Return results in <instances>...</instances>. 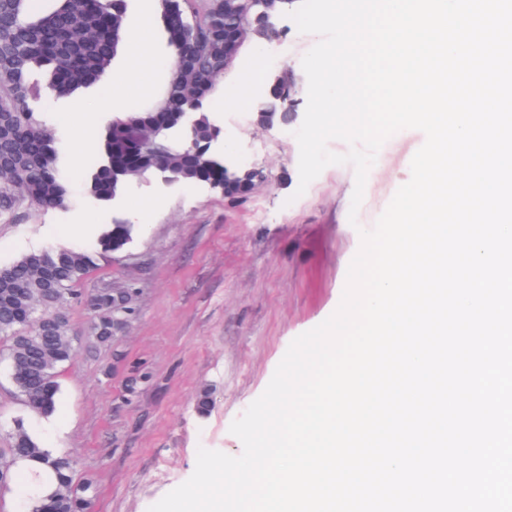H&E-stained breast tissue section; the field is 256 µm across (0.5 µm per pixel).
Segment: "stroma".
<instances>
[{
    "mask_svg": "<svg viewBox=\"0 0 512 512\" xmlns=\"http://www.w3.org/2000/svg\"><path fill=\"white\" fill-rule=\"evenodd\" d=\"M277 27L288 66L302 75V57L318 36L299 32L285 15ZM254 50L243 45L206 106L224 131V165L265 177L245 201L231 205L205 186L163 188L153 179L132 181L108 205L86 196L79 175L94 149L76 160L67 142L81 129L100 132L113 112L141 100L133 86L111 95L107 74L43 108L70 180V207L25 209L14 223L0 224V266L33 250L86 248L95 266L79 292H130L131 313L106 343L92 337L84 305L69 307L76 354L59 372L53 414L29 410L5 361L8 341L0 338V465H11L13 435L24 427L44 447L73 458L75 485L90 488L89 512H148L192 475L198 448L242 453L231 423L264 392L290 343L336 311L361 230L374 227L409 181L425 142L417 129L384 142L356 221L348 219L352 165L327 166L297 194L294 127L267 130L255 121L253 100L268 97L275 69L251 73ZM248 75L251 100L225 108V94ZM74 224L79 233L71 232ZM116 224L132 227L117 250L104 239Z\"/></svg>",
    "mask_w": 512,
    "mask_h": 512,
    "instance_id": "1",
    "label": "stroma"
}]
</instances>
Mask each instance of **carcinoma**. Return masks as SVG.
<instances>
[{"label":"carcinoma","instance_id":"obj_1","mask_svg":"<svg viewBox=\"0 0 512 512\" xmlns=\"http://www.w3.org/2000/svg\"><path fill=\"white\" fill-rule=\"evenodd\" d=\"M0 0V224L13 223L26 208L66 209L69 185L60 167L55 129L41 117L47 92L69 96L93 85L112 65L123 27L124 0ZM166 24L180 21L188 29L187 45L172 47V79L156 86L153 95L107 122L98 141V161L83 176L85 193L112 201L114 179L130 142L163 125L174 112H197L196 146L171 147L164 163L170 175L184 183L220 179L224 168L202 149L211 132L205 105L224 76V17L219 0H159ZM284 85L270 89L264 111L283 110ZM94 266L92 255L74 248L32 251L0 267V337L9 341L8 361L16 373L25 403L40 414L52 413L60 385L58 370L72 360L76 347L65 309L82 301L77 286ZM97 314L91 327L101 342L112 340V292L87 299ZM9 453L13 460L49 469L55 487L37 498L32 512H88L89 499L73 484V462L54 454L20 430Z\"/></svg>","mask_w":512,"mask_h":512}]
</instances>
